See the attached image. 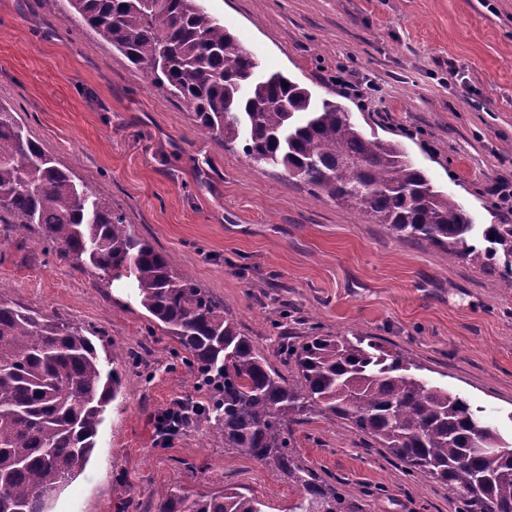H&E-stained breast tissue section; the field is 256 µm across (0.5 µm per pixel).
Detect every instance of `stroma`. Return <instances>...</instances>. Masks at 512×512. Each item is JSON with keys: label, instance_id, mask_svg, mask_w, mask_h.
<instances>
[{"label": "stroma", "instance_id": "1", "mask_svg": "<svg viewBox=\"0 0 512 512\" xmlns=\"http://www.w3.org/2000/svg\"><path fill=\"white\" fill-rule=\"evenodd\" d=\"M255 56L316 99L344 107L367 136L401 144L456 197L477 228L512 217L491 204L512 181V0H203ZM344 85H337V78ZM369 87L362 107L347 83ZM0 103L77 177L121 208L136 233L224 301L281 373L284 337L363 336L404 353L431 383L484 409L512 441V288L497 272L396 235L282 168H257L241 146L201 134L186 105L146 76L61 0H0ZM0 293L97 326L125 376L84 471L51 512H125L176 487L236 488L287 512L298 490L205 426L157 437L175 402H206L179 345L124 282L99 281L45 252L38 232L0 224ZM296 451L357 496L361 512H456L446 485L413 480L345 423L294 428Z\"/></svg>", "mask_w": 512, "mask_h": 512}]
</instances>
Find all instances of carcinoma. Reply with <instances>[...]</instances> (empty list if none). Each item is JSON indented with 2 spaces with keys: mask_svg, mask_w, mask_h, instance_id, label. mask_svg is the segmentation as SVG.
<instances>
[{
  "mask_svg": "<svg viewBox=\"0 0 512 512\" xmlns=\"http://www.w3.org/2000/svg\"><path fill=\"white\" fill-rule=\"evenodd\" d=\"M71 14L190 109L197 129L242 142L256 166L372 217L399 236L499 271L512 288V224L473 243L464 206L392 141L369 138L349 112L281 74H257L252 53L202 0H68ZM0 224L38 228L47 248L104 281L125 280L157 327L177 339L207 387L190 422L294 484L288 512H359L355 497L316 475L294 450L310 414L349 424L415 477L446 486L458 512H512V442L480 410L431 385L403 354L342 334L306 336L282 351L285 377L245 336L224 302L174 269L93 184L76 179L0 104ZM93 326L0 296V512H49L50 498L86 466L107 405L123 388L105 368ZM155 512H264L237 489L154 493Z\"/></svg>",
  "mask_w": 512,
  "mask_h": 512,
  "instance_id": "cac0c4a2",
  "label": "carcinoma"
}]
</instances>
